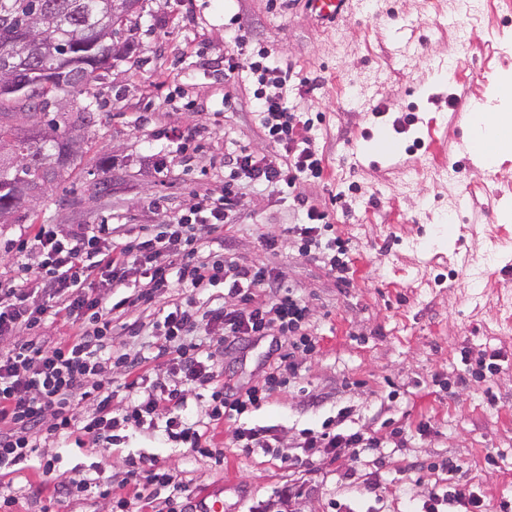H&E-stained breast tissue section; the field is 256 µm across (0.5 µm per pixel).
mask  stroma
Returning <instances> with one entry per match:
<instances>
[{"label":"stroma","mask_w":512,"mask_h":512,"mask_svg":"<svg viewBox=\"0 0 512 512\" xmlns=\"http://www.w3.org/2000/svg\"><path fill=\"white\" fill-rule=\"evenodd\" d=\"M237 27L247 33L239 47L227 40ZM124 29L133 49L93 88L101 116L81 159L23 223L0 224V279L13 275V241L37 225L109 224L134 241L221 193L228 152L276 155L252 106L248 64L260 60L287 69L282 93L310 120L323 173L241 183L224 254L271 266L308 305L316 345L244 424L209 425L214 453L157 429L111 446L41 438L38 461H53L70 493L35 494L42 472L26 469L0 485L15 512H115L135 493L124 472L152 457L179 474L184 512L206 495L224 512H267L284 497L293 512H419L430 493L462 486L480 494L482 512H499L512 499V332L499 331L512 322V157L481 167L469 142L473 108L512 69V0H346L332 24L314 20L306 0H140ZM102 178L112 181L105 197ZM303 198L325 213L324 240L347 242V269L305 255L289 234ZM150 319L143 306L114 311L113 350L139 351L152 380L184 390L190 420L207 422L209 398L157 358L162 337L131 335L130 323ZM287 340L227 350L196 338L219 383L242 389L263 384ZM491 353L498 371L460 385ZM342 410L345 428L378 447L303 450L305 430ZM243 425L272 429L274 448H240Z\"/></svg>","instance_id":"obj_1"}]
</instances>
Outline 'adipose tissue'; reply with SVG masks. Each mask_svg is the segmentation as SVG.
I'll return each instance as SVG.
<instances>
[{
    "label": "adipose tissue",
    "mask_w": 512,
    "mask_h": 512,
    "mask_svg": "<svg viewBox=\"0 0 512 512\" xmlns=\"http://www.w3.org/2000/svg\"><path fill=\"white\" fill-rule=\"evenodd\" d=\"M489 112L473 116L471 149L485 164L512 154V72L504 74L491 96Z\"/></svg>",
    "instance_id": "adipose-tissue-1"
}]
</instances>
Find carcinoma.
Listing matches in <instances>:
<instances>
[{
	"mask_svg": "<svg viewBox=\"0 0 512 512\" xmlns=\"http://www.w3.org/2000/svg\"><path fill=\"white\" fill-rule=\"evenodd\" d=\"M100 0H0V49L21 38L28 27L34 40L21 69L26 87L21 97L0 94V138L11 140L25 164L15 165L0 155V213H20L27 193L62 178L78 160L70 143L98 122V103L92 92L101 73L113 66L112 46L97 42L88 28L101 17ZM113 27L122 13L107 14ZM64 95L72 108L59 112L50 101Z\"/></svg>",
	"mask_w": 512,
	"mask_h": 512,
	"instance_id": "carcinoma-1",
	"label": "carcinoma"
}]
</instances>
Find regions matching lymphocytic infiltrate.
<instances>
[{
	"mask_svg": "<svg viewBox=\"0 0 512 512\" xmlns=\"http://www.w3.org/2000/svg\"><path fill=\"white\" fill-rule=\"evenodd\" d=\"M249 69L257 83L254 109L279 152L271 158H258L243 149L229 153L224 164L230 167L232 178L273 186L320 174L322 159L311 145L310 123L291 112L280 92L288 81L287 71L273 76L259 62L251 63ZM232 195V187H225L223 195L176 217L167 231L121 247L113 245L112 230L106 224L66 233L56 225L42 224L33 235L12 245L15 275L0 280V478L32 461L38 448L36 437L42 432L61 441L82 433L113 443L116 430L159 427L182 447L209 452L206 431L181 411L183 391L141 374V358L118 355V362L132 375L126 389L135 401L124 413H113L115 392L103 378L112 310L93 282L100 277L120 283L131 269L144 267L148 281L136 297L140 304L152 303L177 287L195 290L221 283L228 292L246 294L272 286L265 266L230 260L215 250L205 256L199 253L202 236L220 232L230 223ZM275 289L271 304L247 303L236 309L219 306L203 311L187 296L167 305L157 323L165 336L159 355H175L186 379L209 391L211 420H241L283 385L284 379L275 367L260 387L233 392L217 386L211 357L200 356L187 342L200 328L221 335L228 345L267 335L276 327L287 330L291 339L284 357L288 360L298 350L313 347L307 332V305L292 289ZM49 316L63 317L73 329L71 338L52 346L39 340L33 330ZM303 445L349 448L358 454L373 447L374 441L329 422L321 431L306 432ZM127 477L142 479L147 499L184 489L177 473L152 459L128 470Z\"/></svg>",
	"mask_w": 512,
	"mask_h": 512,
	"instance_id": "1",
	"label": "lymphocytic infiltrate"
}]
</instances>
